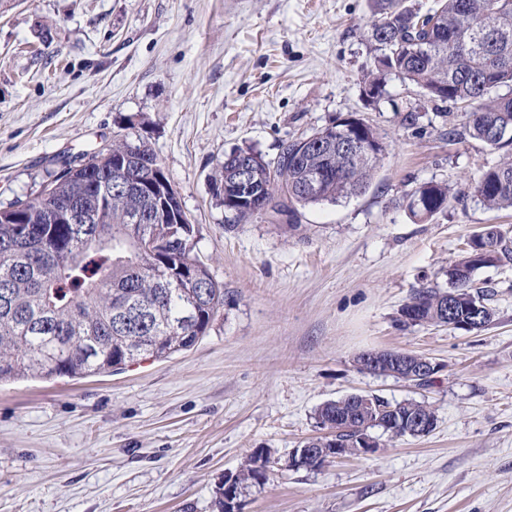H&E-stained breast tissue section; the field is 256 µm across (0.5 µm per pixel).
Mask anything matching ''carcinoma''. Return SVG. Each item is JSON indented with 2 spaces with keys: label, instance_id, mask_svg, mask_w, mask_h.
Instances as JSON below:
<instances>
[{
  "label": "carcinoma",
  "instance_id": "cac0c4a2",
  "mask_svg": "<svg viewBox=\"0 0 512 512\" xmlns=\"http://www.w3.org/2000/svg\"><path fill=\"white\" fill-rule=\"evenodd\" d=\"M369 29L377 54L363 88L367 99H383L386 77L397 76L431 101L464 109L462 126H449L448 137L468 136L512 151V137L494 138L495 129L512 127V0H435L426 13L410 0H374ZM336 128L313 133L317 147H303L301 137L286 143L272 161L250 149L231 152L221 180L231 182L233 161L246 152L254 163L252 179L265 193L244 205L226 201V210L238 222L275 208L293 218L300 207L364 193L385 142L374 129L366 147L343 149L336 146ZM131 152L162 166L151 148L125 138L64 160L60 172L47 174L39 194L0 208V382L29 375L88 377L139 357L167 359L204 336L224 306V285L195 254L194 226L174 196L167 201L172 217L153 197L108 183L100 214L89 223H47L50 201L82 182L108 179L112 164ZM472 193L489 209L512 208V163L485 170ZM449 202L448 186L430 181L407 195L406 209L425 221ZM27 228L35 241L18 242ZM145 229L168 250H139L136 237ZM511 260L512 238L497 226L483 229L448 266V289L423 286L413 293L406 307L415 312L414 324H441L435 305L455 294L454 318L470 321L476 313L479 329L488 327L495 318L488 294L469 283L477 269ZM415 416L436 426L435 409L426 401L392 403L376 396L360 411L336 399L315 414L317 422L337 427L335 435L304 445L329 448L338 440L355 448L381 422ZM268 463L259 452L242 464L233 474L235 494L260 486Z\"/></svg>",
  "mask_w": 512,
  "mask_h": 512
}]
</instances>
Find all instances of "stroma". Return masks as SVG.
<instances>
[{
	"label": "stroma",
	"instance_id": "obj_1",
	"mask_svg": "<svg viewBox=\"0 0 512 512\" xmlns=\"http://www.w3.org/2000/svg\"><path fill=\"white\" fill-rule=\"evenodd\" d=\"M373 0H14L0 11V206L34 196L61 158L122 134L162 162L224 307L189 350L82 379L0 384V512H220L225 476L257 450L278 467L242 512H512V261L478 269L488 328L403 325L415 289L447 286L468 239L512 209L472 187L502 152L465 138L450 104L386 78L363 95ZM356 114L388 151L365 193L296 220L236 223L225 154L275 158ZM436 181L448 207L403 200ZM442 366L417 388L360 371L366 350ZM359 392L431 403L428 435L375 431V452L288 470L322 404ZM446 184L430 181L421 184L406 199V209L414 218L425 221L443 211L450 202Z\"/></svg>",
	"mask_w": 512,
	"mask_h": 512
}]
</instances>
